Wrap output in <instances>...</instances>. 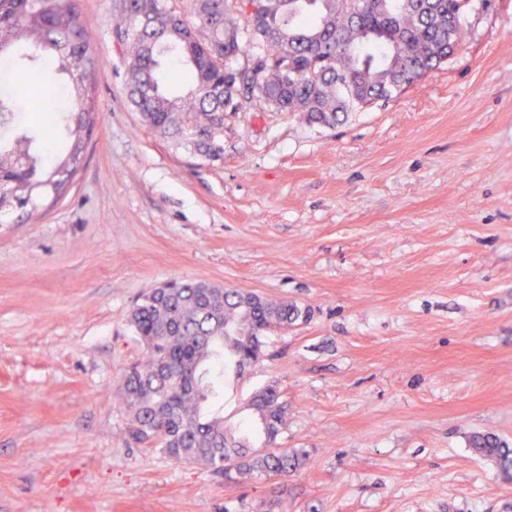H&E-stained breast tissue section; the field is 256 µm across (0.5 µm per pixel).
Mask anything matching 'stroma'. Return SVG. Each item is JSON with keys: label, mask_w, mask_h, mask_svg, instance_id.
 Instances as JSON below:
<instances>
[{"label": "stroma", "mask_w": 512, "mask_h": 512, "mask_svg": "<svg viewBox=\"0 0 512 512\" xmlns=\"http://www.w3.org/2000/svg\"><path fill=\"white\" fill-rule=\"evenodd\" d=\"M103 64L82 171L0 223V512H512L470 445H512V0L455 55L333 129L224 115V159L128 102L121 0H79ZM207 280L308 309L268 333L224 417L277 383L285 479L227 480L134 442L119 405L148 288Z\"/></svg>", "instance_id": "stroma-1"}]
</instances>
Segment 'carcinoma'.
<instances>
[{"label":"carcinoma","mask_w":512,"mask_h":512,"mask_svg":"<svg viewBox=\"0 0 512 512\" xmlns=\"http://www.w3.org/2000/svg\"><path fill=\"white\" fill-rule=\"evenodd\" d=\"M487 0H123L113 32L126 47L128 101L156 136L209 162L224 159V113L249 104L334 128L387 103L452 57L468 12ZM76 0H0V217L58 202L96 126L102 59ZM306 318L297 305L205 281L144 292L130 323L147 350L125 369L120 396L132 439L227 480L286 477L305 461L282 448L280 390L253 393L256 432L215 409L220 377L263 356L266 333ZM512 470V448L472 438Z\"/></svg>","instance_id":"cac0c4a2"}]
</instances>
